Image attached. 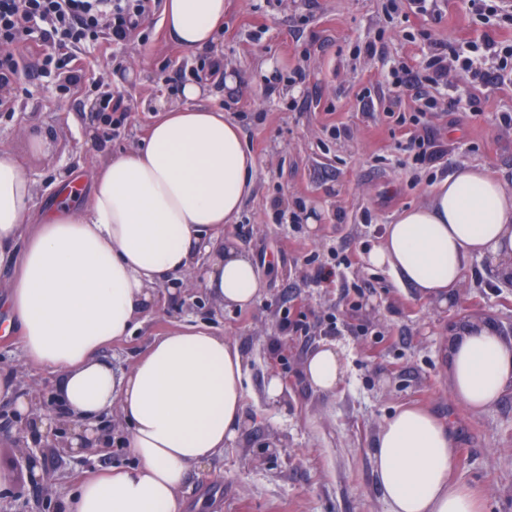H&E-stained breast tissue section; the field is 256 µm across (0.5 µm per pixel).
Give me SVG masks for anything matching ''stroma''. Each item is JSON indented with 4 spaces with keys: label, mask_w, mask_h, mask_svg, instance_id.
<instances>
[{
    "label": "stroma",
    "mask_w": 512,
    "mask_h": 512,
    "mask_svg": "<svg viewBox=\"0 0 512 512\" xmlns=\"http://www.w3.org/2000/svg\"><path fill=\"white\" fill-rule=\"evenodd\" d=\"M497 3L438 0L436 12L424 16L412 0H224L219 51L237 82H213L211 103L238 125L257 163L255 190L224 234L255 256L262 295L248 308L219 306L201 288L162 296L133 336L102 353L127 369L150 337L196 324L224 333L245 356L249 425L231 448L189 475L181 489L186 512H197L201 500L208 512H387L373 453L384 419L404 405L450 420L458 438L452 480L481 487L487 512H512V388L479 413L448 390L450 329L489 318L511 338L512 288L477 257L454 300L438 309L366 263L386 224L425 201L459 166H482L512 188V125L502 121L512 115L510 83L452 74L429 86L439 106L426 119L442 149L434 166L412 164L393 133L395 116L412 117L420 103L393 84L392 73L404 64L425 72L434 44L452 47L473 71L500 67L502 49L512 46V18ZM161 19L154 13L122 44L83 52L89 80L69 94L33 74L0 88L20 100L16 111L0 112V151L22 161L38 190L135 143L152 121L151 103L162 95L177 101L178 88L206 68L207 53L182 49ZM487 37L499 53L486 51ZM266 62L275 67L269 78L260 72ZM106 93L125 111L113 137L94 108ZM29 129L49 137L50 152L31 154ZM80 131L94 132V144L80 142ZM312 218L318 230L310 229ZM321 266L335 267V277L317 281ZM298 314L307 335L286 327ZM329 342L342 350L347 372L325 394L311 387L304 364ZM0 365L52 396V374L24 366L17 337L0 335ZM274 375L287 398L277 408L264 400ZM20 426L12 403L1 399L0 468L12 472L13 484L0 512H63L82 480L136 462L121 445L74 457L41 443L36 455L56 477L46 496L22 457ZM274 441L283 448L271 456L265 446Z\"/></svg>",
    "instance_id": "stroma-1"
}]
</instances>
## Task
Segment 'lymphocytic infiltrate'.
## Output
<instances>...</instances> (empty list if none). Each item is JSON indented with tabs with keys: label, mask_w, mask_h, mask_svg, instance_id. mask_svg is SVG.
Returning <instances> with one entry per match:
<instances>
[{
	"label": "lymphocytic infiltrate",
	"mask_w": 512,
	"mask_h": 512,
	"mask_svg": "<svg viewBox=\"0 0 512 512\" xmlns=\"http://www.w3.org/2000/svg\"><path fill=\"white\" fill-rule=\"evenodd\" d=\"M155 6V0H0V87L23 70L43 78L65 72L69 85L78 86L79 50L124 42ZM23 41L31 51L19 58L14 48Z\"/></svg>",
	"instance_id": "f902f5d3"
}]
</instances>
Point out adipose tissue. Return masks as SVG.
Returning <instances> with one entry per match:
<instances>
[{"mask_svg":"<svg viewBox=\"0 0 512 512\" xmlns=\"http://www.w3.org/2000/svg\"><path fill=\"white\" fill-rule=\"evenodd\" d=\"M163 23L183 48L222 64L224 0H166ZM209 85L189 81L179 102L158 100L146 134L98 162L83 201L74 192L78 178L65 172L52 185L53 205H43L21 161L0 154V271L12 272L7 327L26 365L55 374L66 415L39 410L12 368L0 367V399L42 440L67 424L74 456L99 446L96 425L116 412L137 459L84 481L65 512H185L179 490L187 476L246 426L245 359L208 328L155 337L126 370L101 356L135 332L163 290L199 284L239 308L260 297L254 258L224 235L255 189L256 163L238 126L201 104ZM476 257L512 278V190L483 167L464 165L425 202L398 213L366 261L443 307ZM304 373L317 392H334L345 373L342 352L322 345ZM448 384L472 411L496 404L512 387V339L490 320L465 321L450 346ZM456 452L448 425L431 412L410 406L388 417L374 451L388 512H485L480 487L449 480Z\"/></svg>","mask_w":512,"mask_h":512,"instance_id":"obj_1","label":"adipose tissue"}]
</instances>
